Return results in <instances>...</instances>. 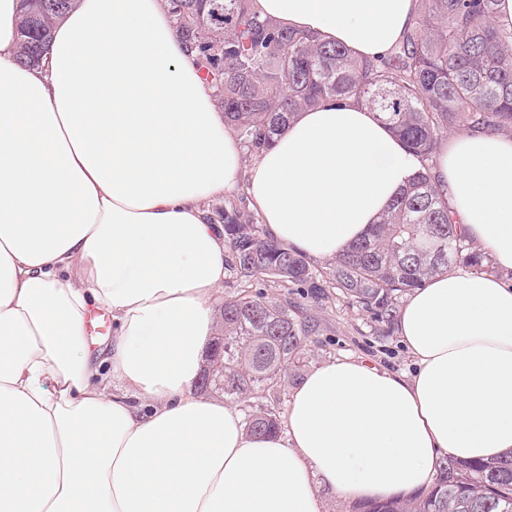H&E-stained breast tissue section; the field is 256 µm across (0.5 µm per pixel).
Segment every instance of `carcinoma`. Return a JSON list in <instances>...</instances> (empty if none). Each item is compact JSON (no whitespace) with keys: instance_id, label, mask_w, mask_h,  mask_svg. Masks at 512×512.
<instances>
[{"instance_id":"carcinoma-1","label":"carcinoma","mask_w":512,"mask_h":512,"mask_svg":"<svg viewBox=\"0 0 512 512\" xmlns=\"http://www.w3.org/2000/svg\"><path fill=\"white\" fill-rule=\"evenodd\" d=\"M411 27L374 62L352 56L309 31L261 16L252 0H168L176 32L199 59L203 79L254 156L273 145L295 114L327 101L370 107L423 161V171L379 223L336 257L327 271L267 236L244 197L213 212L231 249L229 267L247 289L219 307L218 336L200 377L203 390L244 403L280 400L315 325L291 295L321 300L334 288L370 314L377 330H395L400 299L454 264L483 269L486 253L457 231L433 183L430 162L457 129L512 133V23L499 20V0H420ZM76 0H21L19 59L32 63L54 25ZM193 18L181 27V16ZM259 282L285 290L278 299L251 291ZM246 431L269 436L282 428L269 408L245 417ZM363 512H512V455L490 461L447 459L435 482L411 499L361 505Z\"/></svg>"}]
</instances>
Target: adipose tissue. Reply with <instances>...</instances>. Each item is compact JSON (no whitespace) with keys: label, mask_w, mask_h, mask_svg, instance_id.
<instances>
[{"label":"adipose tissue","mask_w":512,"mask_h":512,"mask_svg":"<svg viewBox=\"0 0 512 512\" xmlns=\"http://www.w3.org/2000/svg\"><path fill=\"white\" fill-rule=\"evenodd\" d=\"M359 58L418 0H253ZM0 0V512H323L429 488L443 458L512 451V136L463 131L430 170L496 272L434 275L399 310L413 369L353 356L296 387L282 432L198 394L229 245L209 201L245 190L267 233L327 261L422 169L353 100L300 111L254 157L167 0H78L40 64ZM99 315L105 344L87 336Z\"/></svg>","instance_id":"ef3b65f1"}]
</instances>
